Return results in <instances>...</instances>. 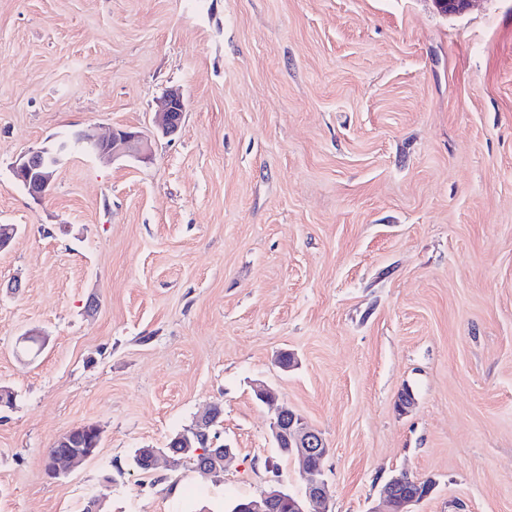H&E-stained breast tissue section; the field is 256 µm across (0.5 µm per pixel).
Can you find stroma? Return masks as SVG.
Returning a JSON list of instances; mask_svg holds the SVG:
<instances>
[{
  "label": "stroma",
  "instance_id": "obj_1",
  "mask_svg": "<svg viewBox=\"0 0 512 512\" xmlns=\"http://www.w3.org/2000/svg\"><path fill=\"white\" fill-rule=\"evenodd\" d=\"M41 149L37 202L12 166ZM0 224V512L302 493L259 382L322 433L332 512L404 473L416 512H512V0H0ZM215 405L220 478L136 467ZM83 424L96 453L49 478ZM184 111L185 103L181 89H168L163 98L161 111L155 114L154 123L157 130L164 135L178 133L181 129ZM80 137L98 155L112 160L124 156L146 160L151 156L148 137L138 130L118 129L107 137H101L90 128L81 131Z\"/></svg>",
  "mask_w": 512,
  "mask_h": 512
}]
</instances>
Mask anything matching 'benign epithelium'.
Instances as JSON below:
<instances>
[{"instance_id": "1", "label": "benign epithelium", "mask_w": 512, "mask_h": 512, "mask_svg": "<svg viewBox=\"0 0 512 512\" xmlns=\"http://www.w3.org/2000/svg\"><path fill=\"white\" fill-rule=\"evenodd\" d=\"M185 111L181 89L170 88L163 98L160 112L155 114V126L164 135L180 131L182 114ZM81 141L91 145L100 156L116 159L130 156L146 160L150 158L148 137L138 130L118 129L107 137H101L92 129L81 131ZM57 158L48 156L41 150L23 155L13 166V174L23 184L26 192L35 200L44 196V190L53 183ZM216 422L214 410L208 409L193 428L185 429L172 438L167 445V459L174 466L180 462L185 451L193 448L199 455L197 469L214 476L224 471L225 462L233 456V448L218 445L217 436L210 435L209 429ZM89 426L82 425L62 435L56 441V449L49 452L46 470L55 477L70 467L87 460L91 453L76 450H62L69 444L72 435L84 432ZM271 437L283 453L298 458L306 483L304 494L293 496L281 487H272L247 500L237 512H278L288 506V512H330L325 497V470L323 462L329 448L322 433L308 425L293 409L277 407L275 418L270 424ZM404 480L396 476L385 489V512H411L409 507L428 497L433 489L428 481L414 491L401 492Z\"/></svg>"}]
</instances>
